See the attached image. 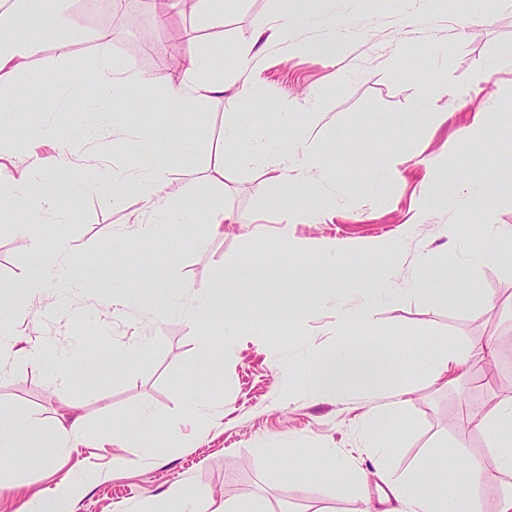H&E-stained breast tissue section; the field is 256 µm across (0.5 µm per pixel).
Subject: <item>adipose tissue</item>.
Instances as JSON below:
<instances>
[{"mask_svg": "<svg viewBox=\"0 0 512 512\" xmlns=\"http://www.w3.org/2000/svg\"><path fill=\"white\" fill-rule=\"evenodd\" d=\"M31 5L32 0H11L9 6L0 9V89L11 92L6 101L0 102L1 122L16 107L22 106L31 112L36 109L35 104L27 102L23 88L39 46L33 40L16 37L12 32L15 14L33 12ZM315 13L313 0H291L289 11L259 22L254 37L258 40L267 35L287 38L290 32L308 26ZM82 39L92 43L94 63L90 70L77 72L74 85L80 86L87 79H94L100 97L107 98L118 86L142 83V75L134 72L127 63L117 60L112 44L105 36L87 32ZM223 95L221 62L215 55L202 52H191L181 57L166 89L167 102L181 109L196 107ZM294 140L299 147L298 152L290 154L288 163L276 168L272 177L277 186L272 203L276 208L286 209L287 223L314 224L319 220V209H288L284 203L311 193L312 174L323 169L324 155L321 147L310 141L306 131L295 132ZM141 144L144 151L154 158L155 165L148 174L126 175L123 183L139 203L137 215L153 217L151 223L136 226V234L144 246H151L165 224L204 223L210 226L212 233H221L227 219L223 210L177 201L164 202L159 197L169 164L189 161L195 151L194 143L179 136L158 141L146 133L141 137ZM11 160V154L0 146V214H23L35 208L42 215L55 217L57 222L67 221V213L58 206L55 194L49 189L48 173L37 174L26 167H11ZM71 255V248L64 243L42 252L34 271L21 283L20 295L0 296V315L12 317L32 311L46 300L57 310L68 304L72 284L57 280L56 271ZM185 293L191 303L184 309V317L204 328L198 349L201 360L205 362L221 356L224 339L236 335L250 322L282 318L281 313L272 307L258 310L227 304L222 296L216 295L205 284L186 287ZM0 353L32 366L51 362L61 368L73 359L68 346L32 339L25 341L8 331L0 333ZM495 357L496 345L486 339L474 340L465 347H452L444 352H419L417 363L427 370L433 382L447 385L465 376L472 362L489 363ZM386 371L383 361L352 341L321 361L316 369L317 388L335 391L359 374L382 376ZM389 412V407L372 406L360 417L364 451L373 468L379 472L388 467L392 445L376 434L375 429ZM483 431L487 446L496 454L500 465L512 471V395L495 396L491 409L483 418ZM85 438L84 416L78 406L67 404L48 420L36 422L22 418L13 422L11 427L0 428V450L6 452L19 448L28 455L41 457L47 447L74 448ZM466 446L467 429L462 426L452 443L440 445L433 456L422 462L419 471L394 478L389 484L397 503L393 512H482L483 466L478 460L466 457ZM462 468L467 471V480L460 484L456 476ZM434 470L442 472L446 487L424 480V473Z\"/></svg>", "mask_w": 512, "mask_h": 512, "instance_id": "1", "label": "adipose tissue"}]
</instances>
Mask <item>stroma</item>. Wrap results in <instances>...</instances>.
<instances>
[{
  "label": "stroma",
  "mask_w": 512,
  "mask_h": 512,
  "mask_svg": "<svg viewBox=\"0 0 512 512\" xmlns=\"http://www.w3.org/2000/svg\"><path fill=\"white\" fill-rule=\"evenodd\" d=\"M285 7V0H226L223 25L206 27L190 12L168 11L165 0L151 9L128 0L120 13L100 0H72L69 31L107 34L116 56L146 79L129 95L106 102L120 112L130 134L117 145L86 141L82 110L97 89L89 83L72 87L71 76L90 68V45L76 42L67 59H58L64 32L15 18L14 35L41 45L27 93L39 102L42 118L53 121L59 151L92 148L106 155L117 174H145L152 159L141 148L140 132L184 136L194 142L195 156L170 164L162 200L215 206L232 222L220 236L209 235L204 224L170 227L153 260L142 261L134 239L115 246L103 237L105 226L129 225L137 205L116 185L108 186L104 198L86 192L85 183L102 177L90 164L57 173L68 223H38L32 236L21 237L13 231L14 217L0 218V287L36 265L37 247L63 239L77 254L61 273L85 285L69 312L28 315L17 332L65 341L96 361L95 368L79 367L68 384L52 369L0 365V418L44 419L70 401L95 435L138 407L153 411L158 422L148 439L129 433L122 449L59 448L45 461L15 454L0 465V512H28L33 497L65 482L78 488L72 512H140L175 485L197 512H221L225 502L255 498L268 512H390L395 502L365 458L357 425L368 407L366 387L351 382L331 394L314 391L317 364L345 339L340 311L366 303V341L394 365L385 384L407 389L400 416L378 425L380 435L397 437L391 470H415L440 441L452 439L465 411L467 452L485 467L484 512H497L503 490L512 486L481 427L492 393L512 394V261L479 257L492 227H512V195L494 189L501 170L512 167V139L500 134L512 126V67L499 63L501 52L512 47V0H426L415 20L402 0H336L337 19L359 33L340 51L292 55L271 42L261 50V66L239 59L235 50L251 43L257 21ZM463 11L491 21L463 30L450 26L449 17ZM218 46L224 50L223 98L194 112L170 109L163 92L172 59ZM480 64L489 80L469 105L451 106L445 96L425 100L439 83L472 90ZM245 88L246 99L240 95ZM130 96L138 100V111H125ZM303 96L313 99L315 112H305ZM430 112L448 118L434 123L426 118ZM232 124L272 143L306 128L333 171L317 185L335 195V211L318 224L282 225L270 202L276 154L269 164L245 166L225 155L224 173L216 175L212 159ZM256 215L266 227L257 240L246 225ZM446 225L454 227V238L442 237ZM326 238L359 252L322 268L310 250ZM379 243L386 251H376ZM426 264L447 279L465 271L482 302L464 306L453 289L435 299L416 288ZM162 281L174 296L184 283H205L222 288L225 300L239 306L303 309L307 316L296 326L243 328L222 358L205 365L196 328L180 316L157 318L146 302L109 318L97 303L98 297ZM377 283L387 296L365 301L363 288ZM135 336L144 348L136 360L124 361V348ZM488 336L496 341V362L476 364L455 385L431 383L412 358L395 354L407 343L436 348ZM202 399L209 400L216 424L188 420L172 426V416ZM147 441L157 446V457H142ZM327 448L334 457L324 456ZM118 454L133 464L116 476L112 458Z\"/></svg>",
  "instance_id": "35a3bbf8"
}]
</instances>
